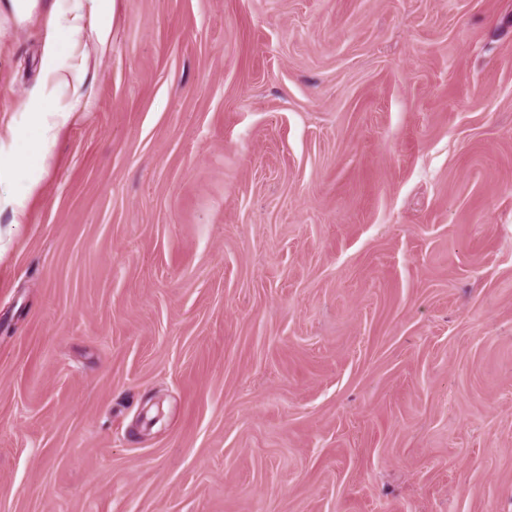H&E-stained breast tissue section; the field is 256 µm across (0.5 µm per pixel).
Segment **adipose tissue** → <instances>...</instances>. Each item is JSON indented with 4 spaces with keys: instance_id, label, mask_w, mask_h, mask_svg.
I'll return each instance as SVG.
<instances>
[{
    "instance_id": "1",
    "label": "adipose tissue",
    "mask_w": 512,
    "mask_h": 512,
    "mask_svg": "<svg viewBox=\"0 0 512 512\" xmlns=\"http://www.w3.org/2000/svg\"><path fill=\"white\" fill-rule=\"evenodd\" d=\"M75 2L76 5L69 16L57 19V26L70 38L78 40L85 33V18L95 19L97 26L94 34L97 40L102 44L107 43L111 32L112 0H75ZM79 78V71L65 72L56 67L54 62H47L45 91L40 101L25 104L22 108L23 119L36 127L37 135L18 154V162L23 163L32 158L46 160L59 133L73 117L72 111L56 108L51 100L59 88L73 85Z\"/></svg>"
}]
</instances>
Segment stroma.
Here are the masks:
<instances>
[{"label":"stroma","mask_w":512,"mask_h":512,"mask_svg":"<svg viewBox=\"0 0 512 512\" xmlns=\"http://www.w3.org/2000/svg\"><path fill=\"white\" fill-rule=\"evenodd\" d=\"M0 0V512H512V0ZM76 5L69 16L52 17L51 23L59 26L70 38L77 41L85 33L86 13L97 21V27L91 28L101 45H105L110 36L112 18V0H75ZM81 68L64 72L55 66L53 57H49L46 63L45 93L42 90L39 102L25 104L21 110L26 123L36 127L37 136L18 154L16 163H24L30 158H36L41 164L44 163L59 133L69 124L74 113L72 110L57 109L51 104V100L59 88L74 85L79 81ZM7 177L6 170L0 166V208L9 206L12 208L14 214V225L22 224V220L25 213L27 201L41 193V180L37 175L30 176L23 187L15 192L12 189L6 187L1 189L3 183H7L5 178Z\"/></svg>","instance_id":"stroma-1"}]
</instances>
